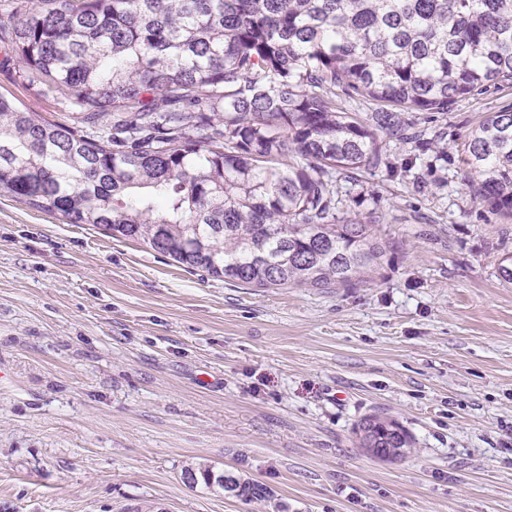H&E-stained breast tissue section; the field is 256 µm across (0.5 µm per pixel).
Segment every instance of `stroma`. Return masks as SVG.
<instances>
[{"instance_id": "stroma-1", "label": "stroma", "mask_w": 512, "mask_h": 512, "mask_svg": "<svg viewBox=\"0 0 512 512\" xmlns=\"http://www.w3.org/2000/svg\"><path fill=\"white\" fill-rule=\"evenodd\" d=\"M0 94L69 112L0 68ZM512 87L414 112L448 156L384 138L339 178L387 251L353 288H254L0 194V512H512V220L475 201L460 147ZM414 439L361 449L370 415ZM262 486L251 501L185 467ZM190 470L193 471L194 474L187 473L183 477L184 472ZM194 475L196 481L195 484L202 482L207 487L217 486L223 490H226V476L224 475V473L215 472L210 465L199 463L195 466L186 467L182 472V478L187 484L193 483Z\"/></svg>"}]
</instances>
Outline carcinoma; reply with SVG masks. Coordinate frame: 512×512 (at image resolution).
<instances>
[{"label":"carcinoma","instance_id":"obj_1","mask_svg":"<svg viewBox=\"0 0 512 512\" xmlns=\"http://www.w3.org/2000/svg\"><path fill=\"white\" fill-rule=\"evenodd\" d=\"M13 16L20 77L66 95L74 125L0 94V193L256 288L365 281L386 246L338 211L337 176L379 167L381 133L424 142L403 114L512 84V0H19ZM464 153L473 199L512 218V111ZM360 430L412 445L382 415Z\"/></svg>","mask_w":512,"mask_h":512}]
</instances>
